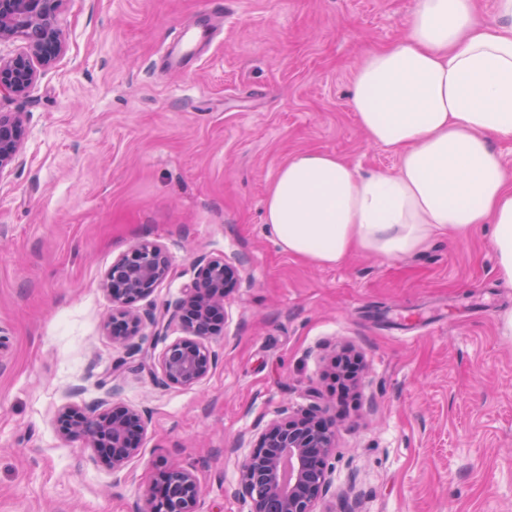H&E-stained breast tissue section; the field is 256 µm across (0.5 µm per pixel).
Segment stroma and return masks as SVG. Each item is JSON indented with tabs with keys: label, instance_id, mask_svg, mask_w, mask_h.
Instances as JSON below:
<instances>
[{
	"label": "stroma",
	"instance_id": "obj_1",
	"mask_svg": "<svg viewBox=\"0 0 512 512\" xmlns=\"http://www.w3.org/2000/svg\"><path fill=\"white\" fill-rule=\"evenodd\" d=\"M415 2L63 0L65 52L29 93L0 96L26 126L0 177V512H131L174 462L195 470L200 512H246L238 467L285 404L336 423L323 512H512V285L488 230L321 268L263 222L296 153L396 169L349 99L364 50L403 36ZM187 30L202 51L167 66ZM143 241L171 259L143 311L179 298L201 259L237 270L198 386L115 368L126 353L103 328L100 280ZM342 345L359 356L349 391L321 359ZM69 403L142 411L140 455L116 472L60 435Z\"/></svg>",
	"mask_w": 512,
	"mask_h": 512
}]
</instances>
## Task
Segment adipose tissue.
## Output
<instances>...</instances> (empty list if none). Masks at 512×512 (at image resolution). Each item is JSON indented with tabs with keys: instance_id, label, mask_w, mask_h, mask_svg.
I'll return each mask as SVG.
<instances>
[{
	"instance_id": "ef3b65f1",
	"label": "adipose tissue",
	"mask_w": 512,
	"mask_h": 512,
	"mask_svg": "<svg viewBox=\"0 0 512 512\" xmlns=\"http://www.w3.org/2000/svg\"><path fill=\"white\" fill-rule=\"evenodd\" d=\"M350 107L398 166L364 174L334 153L291 156L264 204L281 250L321 267L355 253L397 260L435 233L487 224L512 283V172L494 147L512 139V0L482 24L473 0H416L405 37L364 52Z\"/></svg>"
}]
</instances>
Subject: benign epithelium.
Instances as JSON below:
<instances>
[{
    "instance_id": "benign-epithelium-1",
    "label": "benign epithelium",
    "mask_w": 512,
    "mask_h": 512,
    "mask_svg": "<svg viewBox=\"0 0 512 512\" xmlns=\"http://www.w3.org/2000/svg\"><path fill=\"white\" fill-rule=\"evenodd\" d=\"M63 0H0V42L20 41L24 51L0 57V93L26 94L37 80V66H49L64 52L65 36L53 17ZM25 123L18 112L0 113V176L19 159ZM171 261L165 247L142 242L115 259L105 271L101 288L112 296L105 329L112 342L139 354V366L156 370L165 386L192 388L206 380L219 354L211 342L225 319L224 297L234 273L222 257H211L198 277L182 289L181 297L162 312L142 313L134 304L151 297L168 277ZM183 336L165 346L159 356L135 339L151 336L164 341L171 325ZM283 417L261 434L262 447L246 455L240 466L234 496L247 512H318L332 486L336 426L317 414V408L298 411L285 407ZM59 431L101 449L120 471L141 453L146 428L136 409L112 406L97 413L67 404L56 413ZM201 484L194 472L178 464L161 470L150 488L145 508L136 512H200Z\"/></svg>"
}]
</instances>
